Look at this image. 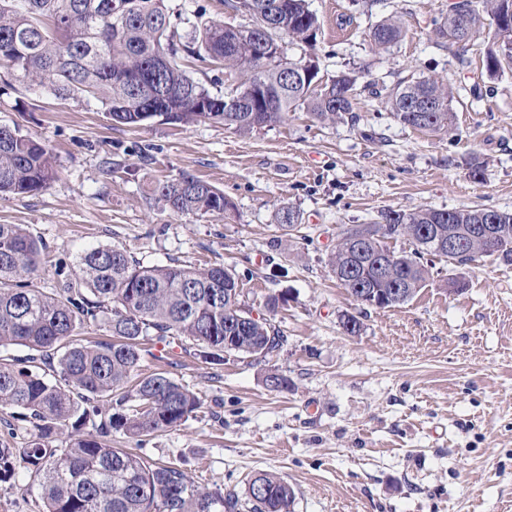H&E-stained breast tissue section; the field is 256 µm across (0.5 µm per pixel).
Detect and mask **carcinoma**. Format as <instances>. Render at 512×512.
<instances>
[{
  "instance_id": "cac0c4a2",
  "label": "carcinoma",
  "mask_w": 512,
  "mask_h": 512,
  "mask_svg": "<svg viewBox=\"0 0 512 512\" xmlns=\"http://www.w3.org/2000/svg\"><path fill=\"white\" fill-rule=\"evenodd\" d=\"M0 0V64L57 96L99 100L112 121L135 126L146 112L171 124L216 120L241 134L276 123L299 107L321 121L353 111L357 76L342 72L313 86L307 55L318 20L308 0H227L250 17L246 25L212 22L181 43L167 0ZM490 18V73L512 69V0H453L435 29L443 46L473 40ZM403 28L385 19L369 32L378 49L398 42ZM223 66L240 79L214 93L182 68L180 52ZM401 124L430 133L455 125L453 93L435 77L402 80L387 93ZM58 176L49 149L9 127L0 129V194L46 188ZM156 192L177 214H221L231 203L192 176L164 182ZM487 209L416 207L387 211L372 224L341 230L329 263L354 296L393 295L404 303L430 277L421 255L452 268L486 257L512 265V211H494L496 248L466 231L483 224ZM385 233H380L383 225ZM462 234L454 256L437 249L448 233ZM416 245L397 253L388 240ZM44 244L21 224H0V352L26 347L43 356L42 371L0 355V413L27 423L24 447L0 443V494L30 493L24 472L39 477L43 512H293L295 491L280 476L260 471L247 499L232 490L198 485L182 463L157 462L136 448L112 447V433L131 439L184 425L201 408L198 395L168 371L141 372L149 341L185 339L213 363L224 355L278 352L286 342L272 319L255 318L231 269L145 265L118 246L85 250L74 273L49 291L37 286ZM105 325L112 338L75 342L78 330Z\"/></svg>"
}]
</instances>
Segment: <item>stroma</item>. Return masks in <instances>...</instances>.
<instances>
[{"mask_svg": "<svg viewBox=\"0 0 512 512\" xmlns=\"http://www.w3.org/2000/svg\"><path fill=\"white\" fill-rule=\"evenodd\" d=\"M319 29L320 75L350 71L363 90L354 114L321 122L307 109L242 135L214 121L112 122L93 98H59L0 67V126L45 144L60 175L47 188L0 196V224L24 225L46 246L41 287L72 272L83 250L119 246L146 264L228 266L244 299L287 342L273 356L213 364L175 340L145 356L203 402L183 426L150 437L145 454L181 460L198 483L244 493L258 471L293 486L294 512H512V265L488 259L454 274L431 260L425 286L405 304L355 306L329 265L343 226L383 210L512 211V71L489 75L483 40L469 67L436 44L450 0H309ZM196 24L246 23L224 0H167ZM400 41L372 48L381 20ZM451 85L452 133L397 122L386 92L402 79ZM484 165L482 178L470 174ZM189 174L221 190L232 209L178 215L154 189ZM299 211L291 228L277 222ZM281 269L273 277V269ZM360 335H345L341 314ZM287 375L286 391L266 385Z\"/></svg>", "mask_w": 512, "mask_h": 512, "instance_id": "stroma-1", "label": "stroma"}]
</instances>
